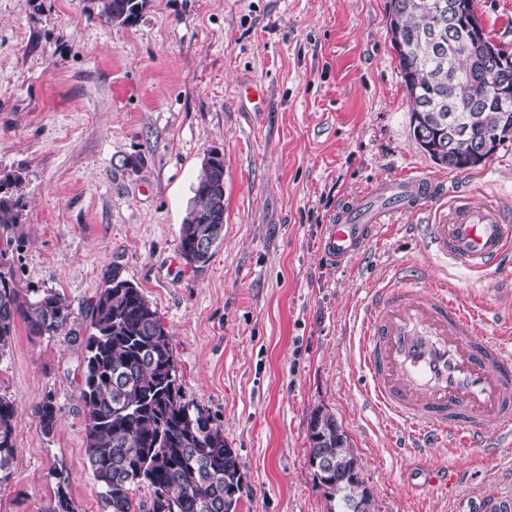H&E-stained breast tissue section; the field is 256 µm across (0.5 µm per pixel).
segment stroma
<instances>
[{
	"mask_svg": "<svg viewBox=\"0 0 512 512\" xmlns=\"http://www.w3.org/2000/svg\"><path fill=\"white\" fill-rule=\"evenodd\" d=\"M388 4L148 0L133 23L111 25L95 0H0V170L25 176L15 278L64 294L73 317L41 339L17 323L0 356V394L17 407L0 512H45L59 469L77 512H106L84 455L79 385L89 308L113 267L168 328L184 398L223 425L246 474L237 512H327L308 466L319 406L353 440L376 512L512 501V447L406 455L402 430L368 398L358 350L367 291L404 263L417 287L442 283L458 302L512 318V257L485 275L457 268L402 214L343 265L322 253L341 203L380 178L424 173L512 203V146L459 171L415 142ZM475 7L512 53V0ZM248 83L261 104L246 100ZM214 149L224 155V240L198 271L179 253V230ZM48 396L60 410L51 436L33 414ZM412 465L469 475L414 487Z\"/></svg>",
	"mask_w": 512,
	"mask_h": 512,
	"instance_id": "1",
	"label": "stroma"
}]
</instances>
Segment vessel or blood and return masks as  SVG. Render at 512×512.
Segmentation results:
<instances>
[{
    "mask_svg": "<svg viewBox=\"0 0 512 512\" xmlns=\"http://www.w3.org/2000/svg\"><path fill=\"white\" fill-rule=\"evenodd\" d=\"M443 200L436 223L425 225L436 257L488 272L512 253V207L470 191L449 196L430 176L382 180L343 206L323 242L325 256L344 263L359 254L379 224L395 212L424 213ZM473 309L445 286L407 282L372 293L359 350L371 400L404 426L412 453L440 440L476 454L512 446V336L476 332Z\"/></svg>",
    "mask_w": 512,
    "mask_h": 512,
    "instance_id": "obj_1",
    "label": "vessel or blood"
}]
</instances>
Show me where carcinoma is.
I'll return each mask as SVG.
<instances>
[{"instance_id": "cac0c4a2", "label": "carcinoma", "mask_w": 512, "mask_h": 512, "mask_svg": "<svg viewBox=\"0 0 512 512\" xmlns=\"http://www.w3.org/2000/svg\"><path fill=\"white\" fill-rule=\"evenodd\" d=\"M109 24L127 25L147 0H96ZM450 0H389L390 42L398 58L411 112L413 137L437 164L452 170L476 166L474 144L512 125V101L492 84L512 83V61L489 51L485 35L469 33L474 0L460 14ZM20 171H0V355L17 320L31 336H56L71 320L66 297L53 288L23 290L13 273L11 231L21 223L25 202ZM191 205L179 232L178 249L194 269L214 256L195 252L203 239L217 246L224 230V155L213 150L192 186ZM91 332L79 398L87 410L85 455L110 512H138L133 491H152L148 512H236L244 483L224 427L208 410L183 399L171 336L157 308L141 289L107 271L91 306ZM14 402L0 396V485L15 459ZM42 433L52 435L59 410L51 397L34 407ZM308 465L324 489L328 512H375V498L360 457L336 415L316 408L307 424ZM54 503L47 512H76L69 477L55 472Z\"/></svg>"}]
</instances>
